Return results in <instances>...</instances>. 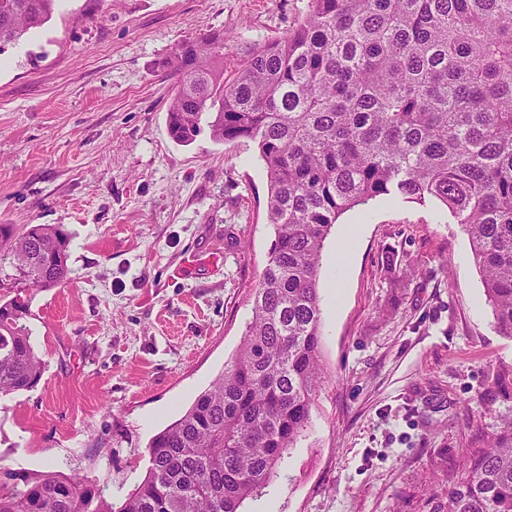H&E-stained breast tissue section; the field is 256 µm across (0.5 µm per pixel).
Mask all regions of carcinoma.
Instances as JSON below:
<instances>
[{"label":"carcinoma","instance_id":"carcinoma-1","mask_svg":"<svg viewBox=\"0 0 512 512\" xmlns=\"http://www.w3.org/2000/svg\"><path fill=\"white\" fill-rule=\"evenodd\" d=\"M56 0H0V53L49 22ZM182 41L167 66L171 138L207 118L218 143H257L275 240L240 347L180 419L157 434L137 488L116 502L57 471L9 474L0 512H238L278 475L323 383L322 249L348 209L435 198L465 227L512 338V0H311L283 37L224 73V35ZM68 236L0 224V395L32 389L45 363L22 293L68 279ZM448 512H512V420L463 456Z\"/></svg>","mask_w":512,"mask_h":512}]
</instances>
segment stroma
Listing matches in <instances>:
<instances>
[{
  "label": "stroma",
  "mask_w": 512,
  "mask_h": 512,
  "mask_svg": "<svg viewBox=\"0 0 512 512\" xmlns=\"http://www.w3.org/2000/svg\"><path fill=\"white\" fill-rule=\"evenodd\" d=\"M310 0H59L0 54V224L70 236L64 283L28 292L46 368L0 399L6 471H60L127 497L151 439L221 374L252 318L275 233L256 143L168 133L172 47L224 34L227 68L284 36ZM340 298L322 306L324 384L278 478L241 512H436L443 471L512 418V339L499 336L466 232L447 207L379 197Z\"/></svg>",
  "instance_id": "obj_1"
}]
</instances>
